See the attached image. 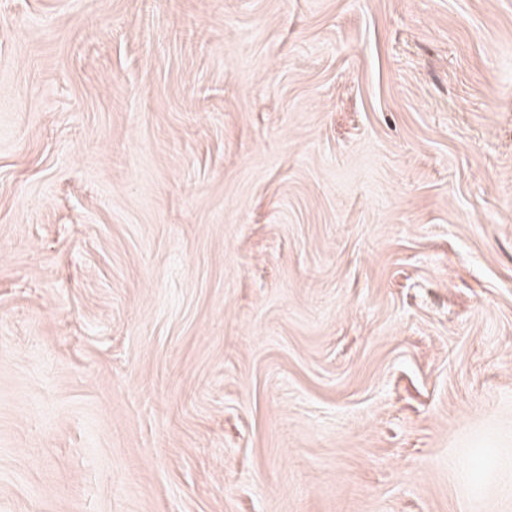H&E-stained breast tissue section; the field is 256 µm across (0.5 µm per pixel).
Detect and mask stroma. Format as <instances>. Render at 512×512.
<instances>
[{
  "label": "stroma",
  "mask_w": 512,
  "mask_h": 512,
  "mask_svg": "<svg viewBox=\"0 0 512 512\" xmlns=\"http://www.w3.org/2000/svg\"><path fill=\"white\" fill-rule=\"evenodd\" d=\"M512 0H0V512H512Z\"/></svg>",
  "instance_id": "obj_1"
}]
</instances>
